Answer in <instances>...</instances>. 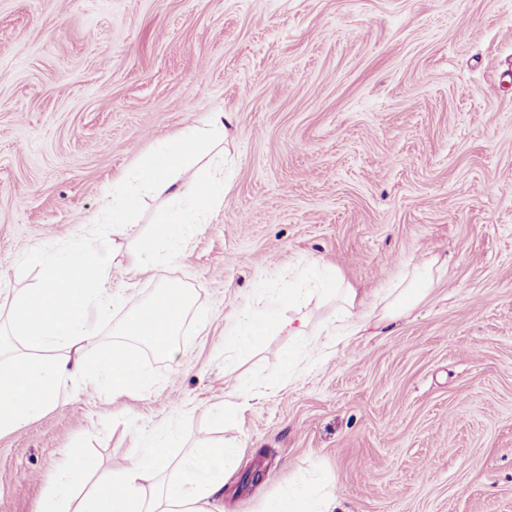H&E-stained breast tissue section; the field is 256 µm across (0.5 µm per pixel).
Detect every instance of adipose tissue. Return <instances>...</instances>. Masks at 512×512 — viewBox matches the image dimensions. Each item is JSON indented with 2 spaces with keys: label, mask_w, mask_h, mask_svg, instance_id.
Masks as SVG:
<instances>
[{
  "label": "adipose tissue",
  "mask_w": 512,
  "mask_h": 512,
  "mask_svg": "<svg viewBox=\"0 0 512 512\" xmlns=\"http://www.w3.org/2000/svg\"><path fill=\"white\" fill-rule=\"evenodd\" d=\"M223 132L224 115L216 112L208 133L188 129L166 141L136 175L134 183L113 187L108 206L113 224H130L145 196L188 198L187 206L164 209L156 218L153 254L162 260L175 257L197 232L200 211L224 201L223 178L202 176L198 166L209 136ZM433 265L430 258L414 263L410 274L388 290L380 310L336 271H329L326 283L340 302L338 336L346 339L364 330L375 314L394 318L421 302L433 287ZM302 294V289L292 288L280 295L279 307L288 310L284 317L277 309L264 305L237 310L229 349L249 354L269 331L275 330L296 343L294 352L283 355L285 367H292L296 356L319 353L309 319L296 304ZM177 444L178 437L169 428L157 430L149 439H137L131 464L120 473L103 469L96 458L79 449H68L59 475L35 512H222L215 496L224 487L226 469L238 457L239 442L226 439L203 443L175 461L171 450ZM335 507V499L302 484L270 500L265 512H334Z\"/></svg>",
  "instance_id": "obj_1"
}]
</instances>
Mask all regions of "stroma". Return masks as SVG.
<instances>
[{
	"instance_id": "35a3bbf8",
	"label": "stroma",
	"mask_w": 512,
	"mask_h": 512,
	"mask_svg": "<svg viewBox=\"0 0 512 512\" xmlns=\"http://www.w3.org/2000/svg\"><path fill=\"white\" fill-rule=\"evenodd\" d=\"M215 112L223 204L136 273L126 255L165 205L144 198L105 283L128 310L180 282L207 319L150 390L70 382L0 435V512H34L69 448L124 471L162 423L186 449L240 440L223 512L299 481L337 512H512V0H0V323L37 280L25 252L86 231L113 182ZM424 254L427 297L330 357L285 375L273 330L229 358L234 312L312 276L308 259L377 302ZM242 377L247 407L214 427Z\"/></svg>"
}]
</instances>
